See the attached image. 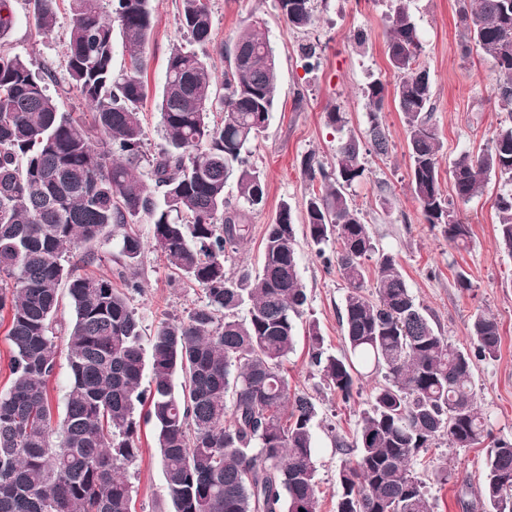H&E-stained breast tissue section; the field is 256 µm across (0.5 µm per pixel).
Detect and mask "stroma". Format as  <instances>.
Segmentation results:
<instances>
[{"mask_svg": "<svg viewBox=\"0 0 512 512\" xmlns=\"http://www.w3.org/2000/svg\"><path fill=\"white\" fill-rule=\"evenodd\" d=\"M394 0H313L315 21L303 31L290 30L275 0H210L216 42H230L244 27L260 26L276 56L278 108L265 131L256 139L250 164L260 172L266 185V202L250 214L251 235L247 245L229 254L228 269L256 272L269 224L281 204L291 206L297 237V265L307 303L296 320L297 346L283 364L288 389L312 397L316 416L313 460L319 491L318 512H335L339 493L338 472L355 456L351 444L357 439L361 413L368 409L376 380L364 382L350 403H343L312 366L306 331L317 324L325 350L341 355L344 341L338 322L346 288L335 267L324 258L332 254L335 242L317 246L307 237L303 222L304 202L310 186L301 171V161L313 153L331 164L338 136L325 124L331 107L346 112L349 126L364 134L369 106L361 94L375 81L394 84L387 50L389 18ZM423 46L421 61L431 76L434 120L442 143L440 181L444 194L453 191L452 163L462 152L487 148L493 131L506 121L507 113L494 93L496 74L490 61L479 54L463 58L462 22L458 0H406ZM16 23L6 38L5 51L46 65L56 73L49 91L62 111L81 115L89 108L72 88L65 72L64 49L70 15L60 11L55 30L47 36L36 33L28 21L25 0H13ZM155 23L146 54L144 79L148 97L143 119L148 148L164 141L158 110L165 80L166 59L172 44L182 41L179 29L181 0H153ZM365 32V44H356V32ZM316 45L321 56L319 68L305 71L303 45ZM382 119L392 150L387 156L367 155L365 176L349 194L369 224L377 248L394 254L412 294L432 315L443 336L454 345H470L468 326L475 313L494 314L501 323L502 343L496 358L478 362L473 382L493 436L512 435V257L498 252L495 235L499 222L494 206L503 192V179L490 177L482 194L460 212L471 226L467 246L454 247L426 224L416 199L408 188L406 131L393 101H386ZM465 271L471 291L455 286L457 271ZM143 293H131L130 303L142 319L146 335H153L158 323L168 317H186L200 304V288L185 281L171 280L159 254L145 249L140 264ZM348 441L337 449L335 438ZM140 453L129 465L134 512H172L163 467L154 442L152 425L138 431ZM489 441L471 448H452L441 442L427 449L424 461L443 469L444 479H430L428 490L434 512H463L458 493L463 484L478 486L485 471Z\"/></svg>", "mask_w": 512, "mask_h": 512, "instance_id": "35a3bbf8", "label": "stroma"}]
</instances>
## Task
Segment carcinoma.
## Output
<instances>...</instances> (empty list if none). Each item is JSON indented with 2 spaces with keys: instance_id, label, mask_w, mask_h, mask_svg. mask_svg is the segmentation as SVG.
Wrapping results in <instances>:
<instances>
[{
  "instance_id": "obj_1",
  "label": "carcinoma",
  "mask_w": 512,
  "mask_h": 512,
  "mask_svg": "<svg viewBox=\"0 0 512 512\" xmlns=\"http://www.w3.org/2000/svg\"><path fill=\"white\" fill-rule=\"evenodd\" d=\"M68 82L90 106L86 124L60 110L48 93L54 71L0 50V313L9 317L10 382L0 391V512H129L127 466L138 456L139 421L151 423L173 512H318L312 459L316 405L288 393L282 365L294 351L295 318L307 301L297 266L291 207L269 225L260 270L236 275L226 253L250 238L248 211L265 199L250 148L269 126L278 89L275 55L256 27L240 30L232 47L214 43L210 0H182L180 29L188 42L226 54L224 93L208 56L183 43L169 52L159 100L165 144L151 155L153 188L138 176L146 133V50L152 0H66ZM387 35L393 89L376 81L367 100L366 139L333 107L326 125L339 134L330 168L315 155L302 173L321 183L305 202V224L316 245L336 237V271L346 288L339 316L345 351L325 352L317 324L308 328L309 357L345 403L361 378L383 375L360 416L358 448L340 469L336 512H434L420 453L445 440L469 448L489 436L473 384L475 363L497 356L500 322L486 312L470 322L473 349L448 342L411 293L397 258L376 247L347 194L365 174V155L390 149L382 122L393 95L406 125L409 185L422 216L448 243L465 245L470 225L455 204L483 191L489 174L512 184V125L492 144L454 161V196L441 190V142L433 123L432 83L418 62L422 43L402 2ZM465 53L490 59L495 95L512 113V0H460ZM28 18L47 35L59 0H27ZM291 29L313 24L311 0H277ZM15 23L12 0H0V40ZM129 56L112 67L114 36ZM241 46L247 58L234 56ZM220 112V121L211 114ZM236 180L242 206L224 197ZM496 247L512 256V190L497 195ZM150 226L151 242L170 278L204 294L185 319H166L150 340L151 379L141 388L144 330L127 292H139L137 268L145 242L135 226ZM121 237L116 261L123 287L77 272L69 254L91 265V245ZM375 293H368L369 281ZM67 285L74 316L65 339L70 385L54 415L48 382L61 353L53 332ZM247 307L241 318L238 311ZM468 512H512V438L489 451L477 499Z\"/></svg>"
}]
</instances>
